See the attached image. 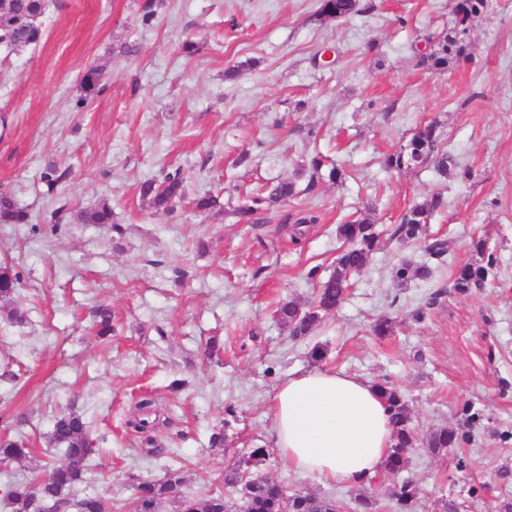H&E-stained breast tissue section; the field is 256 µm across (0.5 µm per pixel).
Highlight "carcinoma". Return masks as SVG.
<instances>
[{
	"label": "carcinoma",
	"instance_id": "cac0c4a2",
	"mask_svg": "<svg viewBox=\"0 0 512 512\" xmlns=\"http://www.w3.org/2000/svg\"><path fill=\"white\" fill-rule=\"evenodd\" d=\"M487 0H458L455 7L454 27L446 35L436 40L429 51L416 55V65L433 71L448 70V63L466 56L471 20L485 11ZM46 10V0H0V45L17 50L37 45L42 37L41 18ZM367 10L362 0H321L316 21L347 19ZM81 97L76 108L87 103L103 91V69L89 67L80 80ZM433 166L436 173L445 179L466 182L471 179V170L462 165L444 149L437 126L429 124L413 133L406 145L385 159L390 170L401 171L411 167ZM68 171L56 165H48L42 173V181L48 189H53L65 179ZM328 180L341 185L346 173L338 164H329L324 157L316 154L310 159V174L304 192L308 193L320 180ZM185 186L180 169L166 172L161 178H150L142 182L140 194L158 209L169 211L183 201ZM298 194L292 182H278L248 198L247 203L236 210L238 223L253 224L256 215L278 206L288 198ZM443 205L439 194L412 205L394 225L390 237L408 243L422 237L426 224L434 212ZM374 209L367 205L361 216L338 225L337 234L343 241V248L335 260L332 274L318 282L315 292V306L310 302L285 300L275 311L280 327L292 337H301L314 331L322 320L336 310L344 301L350 286L351 276L363 270L379 245L380 231L373 218ZM89 224H114L112 208L104 202L95 209L78 216ZM31 214L19 207L13 197L0 192V224H28ZM320 223V216L314 209H302L296 219L292 240L299 242L305 235L302 226ZM478 259L466 263L453 273L452 287L460 294H467L480 288L494 275L497 258L489 246V241L479 237L472 242ZM427 257L445 262L448 256V241L433 237L428 239ZM429 275L427 264L412 265L402 262L394 269L395 279L404 282ZM18 278L8 267H0V301H9L16 294ZM112 313L102 307L96 312L95 335L105 338L112 335ZM386 399L388 413L395 429V444L388 457L386 470L391 474L404 471L409 464L408 450L414 447L416 437L411 425L408 402L401 391L390 383L381 384ZM155 400L145 398L137 403L136 409L142 417L127 424L137 433L155 428L151 419ZM485 415L472 405L463 407V423L456 428H441L430 435L428 447L437 453L454 452L468 446L473 440V431L482 426ZM51 447L62 451L64 459L58 465L48 467L36 478L8 485L4 497L12 512H115L112 500L100 495H85L72 501L68 494L85 482L88 462L96 454L90 440L87 422L73 410L62 411L54 419L48 436ZM30 448L23 442L0 437V462L19 461L28 456ZM269 450L259 446L248 456L235 461L221 478L224 488L241 495L244 512H336V501L311 493L288 494L286 487L268 478H254L251 468L266 461ZM420 490L416 483L406 479L394 485L390 492L393 512H418ZM163 502L175 505V512H231L224 492L213 490L205 498H196L184 491V478L180 470H168L163 478L143 481L136 486L133 499L124 505L125 512H158Z\"/></svg>",
	"mask_w": 512,
	"mask_h": 512
}]
</instances>
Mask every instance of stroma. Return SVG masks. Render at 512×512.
I'll list each match as a JSON object with an SVG mask.
<instances>
[{
  "mask_svg": "<svg viewBox=\"0 0 512 512\" xmlns=\"http://www.w3.org/2000/svg\"><path fill=\"white\" fill-rule=\"evenodd\" d=\"M142 3L48 0L39 45L0 47V189L34 217L0 224V266L19 279L14 301L0 302V422L31 450L0 467V494L61 460L47 437L70 408L98 449L79 493L124 502L139 481L179 467L186 493L204 497L235 458L272 447L280 383L321 367L403 392L418 437L405 475L421 489L419 512H435L443 498L459 512H486L469 487L512 467V446L497 437L512 425V0H488L466 57L442 74L417 67L413 47L447 32L456 0H372L369 12L324 23L311 20L320 0H160L148 26ZM187 41L193 52L183 51ZM128 44L134 53H124ZM327 47L334 64L314 66ZM93 65L107 75L104 90L76 108ZM233 65L239 74L226 80ZM431 122L471 168L470 181L384 168L387 154ZM318 152L342 164L343 185L319 182L260 223H236L233 209L262 186L305 187ZM52 163L68 176L50 190L41 174ZM177 167L188 197L206 191L218 206L165 212L143 201L141 183ZM437 193L444 204L426 237L407 246L382 239L311 335L295 339L277 324L279 300L312 297L311 268L332 273L337 224L370 204L387 231ZM104 201L114 225L78 221ZM61 206L68 220L51 225ZM302 208L322 220L295 245L284 219ZM434 236L450 242L447 263L397 283L394 266L427 263ZM481 236L497 253L495 274L484 290L458 294L452 274L475 260L471 243ZM438 290L440 304L415 320ZM98 306L117 327L105 339L91 326ZM380 316L393 322L385 337L371 331ZM317 346L320 362L310 357ZM146 394L159 424L144 435L125 419ZM467 404L487 421L465 450L471 467L460 470L427 442L459 426ZM217 426L220 448L209 444ZM259 474L350 512L371 495L378 512H392L395 478L384 470L362 485L329 484L276 454Z\"/></svg>",
  "mask_w": 512,
  "mask_h": 512,
  "instance_id": "stroma-1",
  "label": "stroma"
}]
</instances>
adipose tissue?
Wrapping results in <instances>:
<instances>
[{
    "mask_svg": "<svg viewBox=\"0 0 512 512\" xmlns=\"http://www.w3.org/2000/svg\"><path fill=\"white\" fill-rule=\"evenodd\" d=\"M272 433L294 470L328 483L374 477L393 444V427L376 384L329 370L288 377L272 397Z\"/></svg>",
    "mask_w": 512,
    "mask_h": 512,
    "instance_id": "obj_1",
    "label": "adipose tissue"
}]
</instances>
